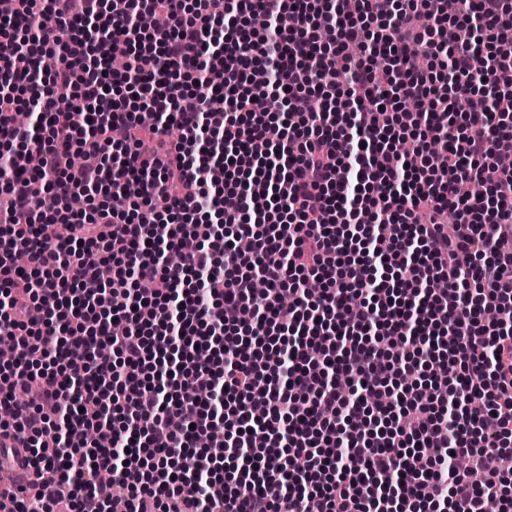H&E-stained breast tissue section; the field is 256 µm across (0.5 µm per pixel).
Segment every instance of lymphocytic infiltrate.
Segmentation results:
<instances>
[{
  "mask_svg": "<svg viewBox=\"0 0 512 512\" xmlns=\"http://www.w3.org/2000/svg\"><path fill=\"white\" fill-rule=\"evenodd\" d=\"M8 4L0 335L36 343L0 434L38 473L11 512H512V0Z\"/></svg>",
  "mask_w": 512,
  "mask_h": 512,
  "instance_id": "1",
  "label": "lymphocytic infiltrate"
}]
</instances>
